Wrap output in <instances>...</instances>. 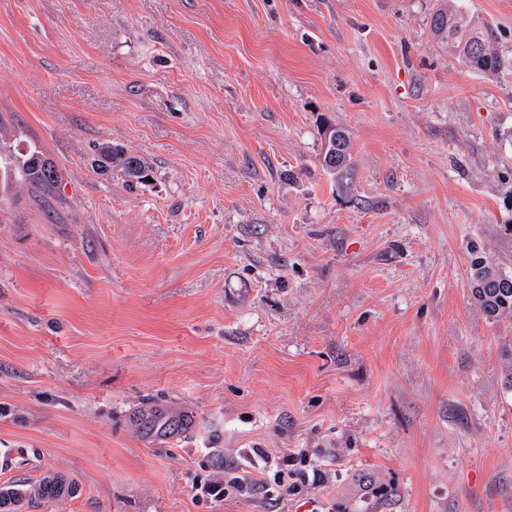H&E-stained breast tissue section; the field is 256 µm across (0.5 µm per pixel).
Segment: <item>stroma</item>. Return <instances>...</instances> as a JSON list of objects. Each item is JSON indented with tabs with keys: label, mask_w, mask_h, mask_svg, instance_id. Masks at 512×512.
Segmentation results:
<instances>
[{
	"label": "stroma",
	"mask_w": 512,
	"mask_h": 512,
	"mask_svg": "<svg viewBox=\"0 0 512 512\" xmlns=\"http://www.w3.org/2000/svg\"><path fill=\"white\" fill-rule=\"evenodd\" d=\"M437 3L0 0L11 150L61 174L0 196V484L77 487L19 512H512V328L469 273L512 272V0H463L492 75ZM255 448L310 464L205 493ZM430 30L443 50H448V54L457 57L470 69L482 74H493L501 69L502 61L493 30L476 22L462 4L451 9L447 4L440 5L431 14ZM325 126L323 128L321 127L319 132L323 145L321 154L319 155V163L321 167L330 174L337 175L341 179L345 178L347 175H350L352 169L351 141L349 134L345 129L336 126V138L327 142L325 137L327 140L331 137V131L334 126H327L326 130ZM328 159H336V165L328 164ZM101 148H103V150L96 158L97 164H102L101 167H98L100 170H110L107 164V156L112 154L110 161L112 170L120 171L128 178V182L141 183L149 177L152 171V165L145 157L130 153L123 147L117 145H115L113 149L111 144H105Z\"/></svg>",
	"instance_id": "obj_1"
}]
</instances>
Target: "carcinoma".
Wrapping results in <instances>:
<instances>
[{"mask_svg":"<svg viewBox=\"0 0 512 512\" xmlns=\"http://www.w3.org/2000/svg\"><path fill=\"white\" fill-rule=\"evenodd\" d=\"M430 30L443 50L470 69L482 74H493L501 69L502 61L493 30L476 22L463 5L450 9L445 4L434 10ZM319 163L325 171L340 178L350 174L351 141L345 129L336 128V138L322 141ZM111 166L128 178L130 183L145 181L152 171V165L145 157L119 146L112 149ZM3 173L11 184L38 198L54 196L61 178L59 174L53 179L47 178L26 162L15 167L7 163L3 165ZM469 271L473 299L484 313L494 320L512 317V274L481 257L471 260ZM70 493L72 487L56 477H45L34 485L14 482L0 489V508L26 499L52 501Z\"/></svg>","mask_w":512,"mask_h":512,"instance_id":"1","label":"carcinoma"}]
</instances>
